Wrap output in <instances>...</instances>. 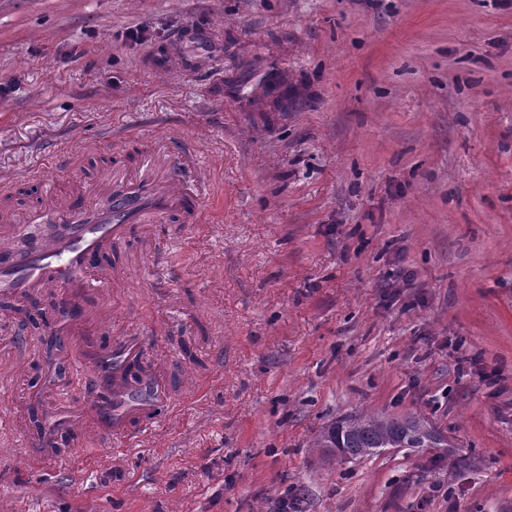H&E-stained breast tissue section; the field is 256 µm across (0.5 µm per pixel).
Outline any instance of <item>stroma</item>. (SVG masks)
<instances>
[{
  "label": "stroma",
  "instance_id": "1",
  "mask_svg": "<svg viewBox=\"0 0 512 512\" xmlns=\"http://www.w3.org/2000/svg\"><path fill=\"white\" fill-rule=\"evenodd\" d=\"M271 67L284 112L256 109ZM163 138L208 175L209 220L133 225L56 327L68 382L0 311V512H512V0H0L10 224L94 205L85 166ZM122 336L170 392L127 447L88 421L72 346ZM34 407L76 442L35 446ZM357 413L450 445L315 447Z\"/></svg>",
  "mask_w": 512,
  "mask_h": 512
}]
</instances>
